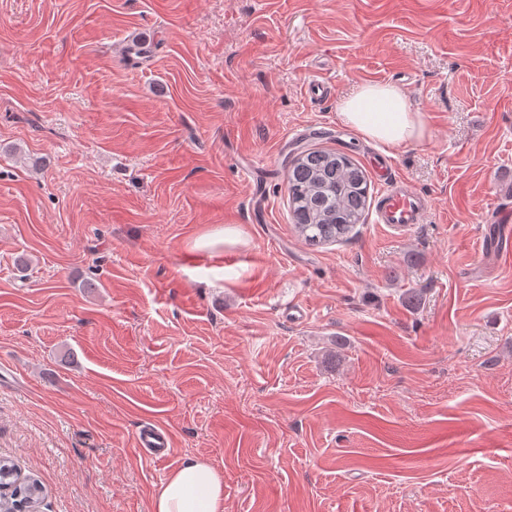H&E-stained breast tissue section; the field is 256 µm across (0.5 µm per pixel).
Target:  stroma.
Listing matches in <instances>:
<instances>
[{"label": "stroma", "mask_w": 512, "mask_h": 512, "mask_svg": "<svg viewBox=\"0 0 512 512\" xmlns=\"http://www.w3.org/2000/svg\"><path fill=\"white\" fill-rule=\"evenodd\" d=\"M366 82L404 87L424 138L342 123ZM305 147L388 154L425 223L306 244ZM501 183L512 0H0V457L41 512H151L196 459L225 512H512ZM138 445L146 448L147 453L154 458L170 456L172 448L168 435L162 433L155 425L144 426L138 433Z\"/></svg>", "instance_id": "stroma-1"}]
</instances>
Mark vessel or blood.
Returning a JSON list of instances; mask_svg holds the SVG:
<instances>
[{"label": "vessel or blood", "instance_id": "obj_1", "mask_svg": "<svg viewBox=\"0 0 512 512\" xmlns=\"http://www.w3.org/2000/svg\"><path fill=\"white\" fill-rule=\"evenodd\" d=\"M381 177L384 189L376 205L379 223L399 231L424 223L430 210L427 199L404 182L392 179L390 172H382ZM138 445L159 459L170 456L172 451L168 435L153 425L139 431Z\"/></svg>", "mask_w": 512, "mask_h": 512}]
</instances>
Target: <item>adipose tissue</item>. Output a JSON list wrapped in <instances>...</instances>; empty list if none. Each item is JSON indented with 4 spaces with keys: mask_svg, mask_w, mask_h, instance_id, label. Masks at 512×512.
<instances>
[{
    "mask_svg": "<svg viewBox=\"0 0 512 512\" xmlns=\"http://www.w3.org/2000/svg\"><path fill=\"white\" fill-rule=\"evenodd\" d=\"M342 121L365 140L396 148L423 138L425 121L413 111L398 86L371 83L359 86L340 103ZM152 512H224V481L203 460L172 472L152 502Z\"/></svg>",
    "mask_w": 512,
    "mask_h": 512,
    "instance_id": "1",
    "label": "adipose tissue"
}]
</instances>
